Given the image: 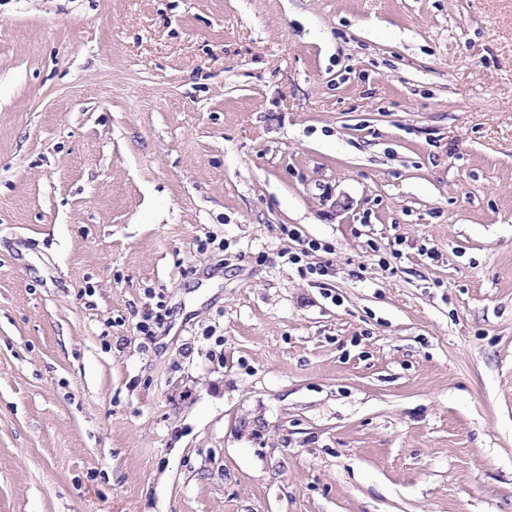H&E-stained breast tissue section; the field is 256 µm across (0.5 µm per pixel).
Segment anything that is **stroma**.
Segmentation results:
<instances>
[{"label": "stroma", "mask_w": 512, "mask_h": 512, "mask_svg": "<svg viewBox=\"0 0 512 512\" xmlns=\"http://www.w3.org/2000/svg\"><path fill=\"white\" fill-rule=\"evenodd\" d=\"M0 512H512V0H0ZM281 233L288 240L298 242V248L294 251L286 250L284 256L288 255V263L298 265L303 261V257H308L310 253L320 251L324 248V245L318 240H302L295 228L283 226Z\"/></svg>", "instance_id": "obj_1"}]
</instances>
